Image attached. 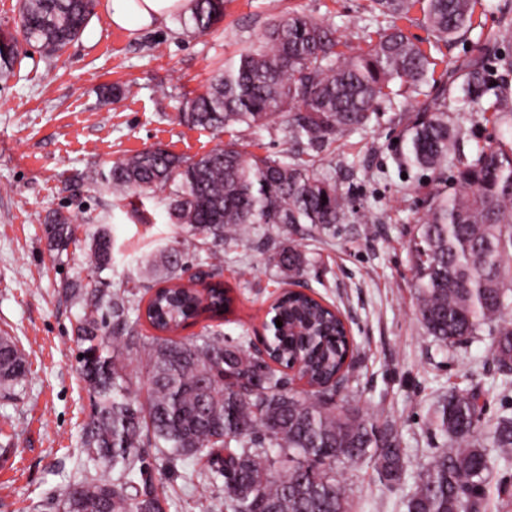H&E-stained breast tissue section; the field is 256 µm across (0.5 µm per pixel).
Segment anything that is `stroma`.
I'll return each instance as SVG.
<instances>
[{
  "label": "stroma",
  "mask_w": 512,
  "mask_h": 512,
  "mask_svg": "<svg viewBox=\"0 0 512 512\" xmlns=\"http://www.w3.org/2000/svg\"><path fill=\"white\" fill-rule=\"evenodd\" d=\"M367 0H226L224 19L205 35L186 29L182 15L155 29L113 27L104 0L82 35L48 55L20 40L17 0H0V34L15 36L20 68L0 76V334L13 336L30 364L23 390L0 398V512H52L81 478L80 437L91 414L73 327L81 311L64 287L84 278L83 252L52 251L46 226L62 217L114 242L109 287L127 282L145 296L142 263L153 251L179 248L191 269L205 257L171 224L164 193L132 207L112 194V165L159 144L192 157L229 137L258 154L284 155L290 144L273 125L216 134L180 122L178 110L225 59L257 44L272 18L296 11L328 21L340 42L366 47L376 28ZM379 121L366 133L337 137L323 159L353 212L335 233L308 224L262 226L250 240L224 244L220 282L233 299L228 313L201 315L189 336L218 329L225 339L265 335L268 308L283 286L271 262L276 248L298 246L309 265L303 278L315 298L338 308L354 345V377L338 399L388 421L397 431L405 470L381 483L371 461L342 471L353 512H406L417 475L442 439L429 426L437 404L455 390L480 395L481 423L512 413V383L504 384L480 334L452 349L429 336L417 315L409 246L424 201L437 183L431 172L401 162L405 121L379 102ZM461 125L466 152L498 139L507 127L473 110L449 112ZM371 210L375 223L356 214ZM170 497L167 512H205L223 495L222 482L203 481L217 464L192 458L168 468L147 457ZM200 472L189 480L190 472Z\"/></svg>",
  "instance_id": "obj_1"
}]
</instances>
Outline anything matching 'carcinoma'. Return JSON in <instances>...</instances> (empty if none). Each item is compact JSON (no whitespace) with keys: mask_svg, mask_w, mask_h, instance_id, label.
<instances>
[{"mask_svg":"<svg viewBox=\"0 0 512 512\" xmlns=\"http://www.w3.org/2000/svg\"><path fill=\"white\" fill-rule=\"evenodd\" d=\"M96 0H19L27 42L53 54L80 37ZM421 5L434 43L474 29L477 0H371V9L391 18L367 48L338 50L335 30L302 13L277 18L259 45L224 61L204 89L186 100L181 121L217 134L234 126L260 128L281 122L298 147L283 159L256 154L230 139L186 157L149 147L113 164L112 192L119 197L167 193L168 216L206 255L214 270L224 261V242L244 241L260 224H313L332 229L348 217L346 199L334 178L320 172L317 157L345 132L365 130L377 103L396 101L401 90L434 79L431 53L410 39L397 21ZM224 19V0H191L189 23L204 35ZM512 37L504 24L487 33L482 51ZM20 63L17 46L0 37V74ZM512 59L477 58L452 72L406 126L405 163L443 179L453 167L454 191L438 190L425 201L413 239L417 312L427 333L453 348L484 331L504 375L512 373V139H497L468 156L462 129L448 121L447 100L464 106L489 101L494 118L512 116L499 68ZM49 243L65 251L75 242V225L56 219ZM112 235L105 228L85 244V279L65 287L82 307L76 325L82 376L92 414L81 441L85 475L69 487L63 512H166L168 494L144 459L155 448L166 464L197 456L216 460L210 479L224 480V498L207 512H351L337 468L366 459L389 483L400 480L404 454L393 428L357 408L336 404L348 381L353 350L346 327L329 306L285 290L272 308L269 356L288 367L300 361L312 390L287 386L252 342H224L219 330L187 339L172 335L187 321L216 317L231 304L216 282L202 304L201 293L181 283L187 263L181 251L165 248L149 264L158 291L146 306L121 284L102 287L112 267ZM294 283L303 277L306 256L294 246L271 256ZM136 319H130V313ZM158 332L148 342L133 340L132 322ZM282 322L277 327L276 322ZM143 356L147 397L130 389L128 352ZM27 361L10 336H0V387H24ZM481 409L475 394L456 391L437 407L432 428L446 444L437 449L407 497L406 512H483L489 453L512 461V415L503 414L477 435ZM116 472L108 480L91 474Z\"/></svg>","mask_w":512,"mask_h":512,"instance_id":"carcinoma-1","label":"carcinoma"}]
</instances>
